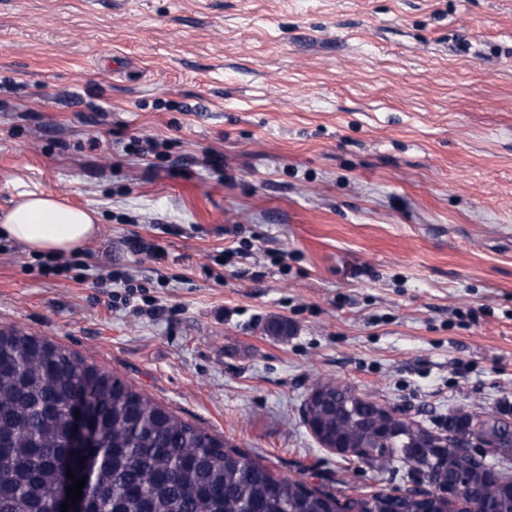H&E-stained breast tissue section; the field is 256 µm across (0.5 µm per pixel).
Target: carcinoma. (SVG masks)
<instances>
[{
  "instance_id": "carcinoma-1",
  "label": "carcinoma",
  "mask_w": 512,
  "mask_h": 512,
  "mask_svg": "<svg viewBox=\"0 0 512 512\" xmlns=\"http://www.w3.org/2000/svg\"><path fill=\"white\" fill-rule=\"evenodd\" d=\"M83 368L100 399L97 464L84 484L86 512H512L509 468L492 470L456 448L437 464L423 434L403 428L381 442L373 429L376 401L348 386L330 387L331 401L304 404L320 430L356 447L346 460L369 467L395 462L437 470L443 483L468 472L473 481L450 500L383 489L351 495L341 487H310L275 474L257 459L196 427L68 348L16 328H0V512H48L71 460L66 401ZM478 433L502 430L497 421L464 415Z\"/></svg>"
}]
</instances>
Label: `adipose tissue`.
<instances>
[{
  "instance_id": "1",
  "label": "adipose tissue",
  "mask_w": 512,
  "mask_h": 512,
  "mask_svg": "<svg viewBox=\"0 0 512 512\" xmlns=\"http://www.w3.org/2000/svg\"><path fill=\"white\" fill-rule=\"evenodd\" d=\"M99 231L96 211L74 208L53 194L21 195L0 212V238L37 255L80 252Z\"/></svg>"
}]
</instances>
